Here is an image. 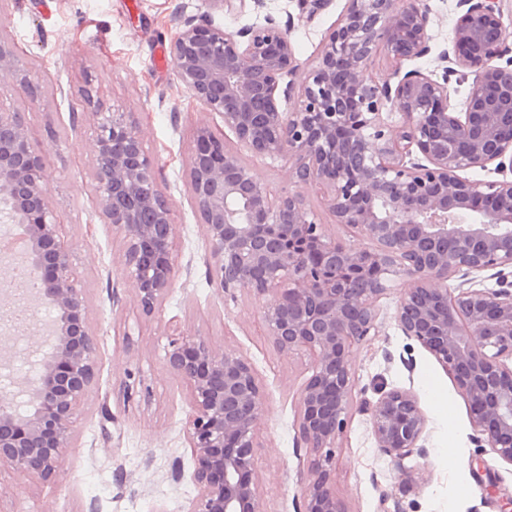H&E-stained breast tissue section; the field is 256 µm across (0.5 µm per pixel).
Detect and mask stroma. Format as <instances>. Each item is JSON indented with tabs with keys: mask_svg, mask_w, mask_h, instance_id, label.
Masks as SVG:
<instances>
[{
	"mask_svg": "<svg viewBox=\"0 0 512 512\" xmlns=\"http://www.w3.org/2000/svg\"><path fill=\"white\" fill-rule=\"evenodd\" d=\"M262 13L224 10L217 0H0V41L16 46L38 77L37 100L0 73V96L20 112L47 160L46 179L87 302L97 346V378L74 423V446L53 479L0 473V512H188L197 487L183 425L189 394L171 372V332L204 337L254 367L265 394L256 430L254 468L262 512H299L311 455L298 434L302 389L312 371L303 351L282 353L263 333L268 300L217 296L211 282L205 229L191 198L188 167L193 132L205 125L228 147L235 135L224 120L180 83L175 67L160 68L183 17L209 15L233 32L262 23L265 14L293 18L294 55L302 66L318 56L348 0H329L314 20L301 18L296 0H266ZM433 53L446 47L459 15L457 0H429ZM432 55L417 60L435 70ZM91 85L104 107L126 113L143 131L155 160L161 194L176 225L177 276L153 314H145L122 277L125 244L103 223L95 202L92 116L81 89ZM83 116L72 126V113ZM378 302L376 332L349 356L353 402L336 442L334 490L346 512H501L512 495V464L479 448L469 405L433 355L408 339L394 316L403 280L389 277ZM413 390L427 417L426 458L396 468L377 448L362 400L380 391ZM461 463L448 469L442 450ZM483 458L479 475L471 461ZM498 493H490L489 483Z\"/></svg>",
	"mask_w": 512,
	"mask_h": 512,
	"instance_id": "1",
	"label": "stroma"
}]
</instances>
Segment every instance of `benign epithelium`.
Here are the masks:
<instances>
[{
	"mask_svg": "<svg viewBox=\"0 0 512 512\" xmlns=\"http://www.w3.org/2000/svg\"><path fill=\"white\" fill-rule=\"evenodd\" d=\"M503 0H458L462 13L438 54V77L406 61L427 56L433 35L427 0H349L315 64L300 70L291 22L267 16L228 32L207 18L184 19L170 53L182 84L224 119L239 143L228 149L208 127L195 129L190 189L208 243L217 295H268L266 336L281 352L306 351L312 374L298 417L314 453L304 512H346L333 492L334 448L347 428L353 385L349 349L378 327L387 276L405 279L395 321L428 350L466 397L477 440L512 464V31ZM384 48L394 82L368 74ZM0 70L33 92L22 55L0 43ZM468 79L451 101L452 74ZM93 115L94 180L99 214L126 244L124 273L145 314L172 288L175 224L157 191L158 167L138 124L83 91ZM297 99L282 112L278 100ZM286 156L297 190L274 193L256 179L242 152ZM480 169L498 180L462 175ZM46 158L20 114L0 98V223L23 227L22 262L39 283L35 301L56 317L33 330L35 376L13 367L0 376V470L43 480L63 468L73 423L97 377V348L70 251L45 180ZM322 192L337 224L371 244L356 250L328 235L304 190ZM495 271L498 288L459 272ZM166 361L190 396L184 432L198 495L189 512H260L254 472L263 391L250 363L205 340H170ZM370 414L376 447L397 468L425 456L427 418L410 389H390Z\"/></svg>",
	"mask_w": 512,
	"mask_h": 512,
	"instance_id": "1",
	"label": "benign epithelium"
}]
</instances>
